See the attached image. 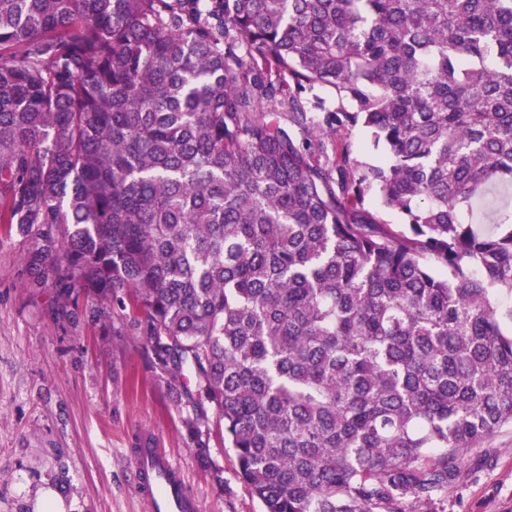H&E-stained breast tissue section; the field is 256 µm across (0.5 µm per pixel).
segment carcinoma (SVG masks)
<instances>
[{"instance_id": "obj_1", "label": "carcinoma", "mask_w": 512, "mask_h": 512, "mask_svg": "<svg viewBox=\"0 0 512 512\" xmlns=\"http://www.w3.org/2000/svg\"><path fill=\"white\" fill-rule=\"evenodd\" d=\"M0 228L263 512H429L512 424V0H0Z\"/></svg>"}]
</instances>
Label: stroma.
I'll list each match as a JSON object with an SVG mask.
<instances>
[{
  "instance_id": "obj_1",
  "label": "stroma",
  "mask_w": 512,
  "mask_h": 512,
  "mask_svg": "<svg viewBox=\"0 0 512 512\" xmlns=\"http://www.w3.org/2000/svg\"><path fill=\"white\" fill-rule=\"evenodd\" d=\"M24 253L21 236H0V512H144L131 456L142 444L176 461L200 512H262L215 412L170 388L124 311L55 320L56 291L28 287ZM457 465L432 512H512L511 424Z\"/></svg>"
}]
</instances>
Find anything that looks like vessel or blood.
<instances>
[{"instance_id": "b4317fda", "label": "vessel or blood", "mask_w": 512, "mask_h": 512, "mask_svg": "<svg viewBox=\"0 0 512 512\" xmlns=\"http://www.w3.org/2000/svg\"><path fill=\"white\" fill-rule=\"evenodd\" d=\"M136 491L146 512H197V500L187 490L180 467L160 448L132 453Z\"/></svg>"}]
</instances>
